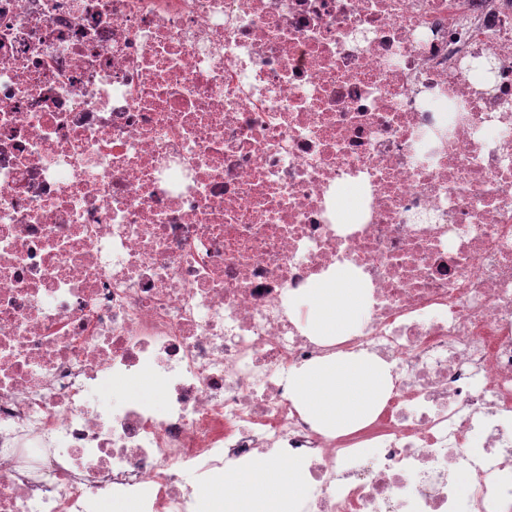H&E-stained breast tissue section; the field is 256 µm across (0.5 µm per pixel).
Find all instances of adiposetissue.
Listing matches in <instances>:
<instances>
[{
	"label": "adipose tissue",
	"mask_w": 512,
	"mask_h": 512,
	"mask_svg": "<svg viewBox=\"0 0 512 512\" xmlns=\"http://www.w3.org/2000/svg\"><path fill=\"white\" fill-rule=\"evenodd\" d=\"M301 305L314 335L340 337L363 320L368 303L365 283L350 265L337 266L309 288ZM291 398L324 432L356 431L378 415L392 390L389 364L364 352L340 354L294 369ZM226 489H203L205 504L218 512H294L304 488L300 467L262 457L224 475Z\"/></svg>",
	"instance_id": "obj_1"
}]
</instances>
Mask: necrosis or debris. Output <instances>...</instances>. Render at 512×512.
Here are the masks:
<instances>
[{
	"label": "necrosis or debris",
	"mask_w": 512,
	"mask_h": 512,
	"mask_svg": "<svg viewBox=\"0 0 512 512\" xmlns=\"http://www.w3.org/2000/svg\"><path fill=\"white\" fill-rule=\"evenodd\" d=\"M360 350L392 395L325 434L289 375ZM268 452L301 512L512 499V0H0V512H197ZM367 286L350 265L336 266L309 288L298 304L308 309L307 321L315 336L340 337L363 320L368 303Z\"/></svg>",
	"instance_id": "necrosis-or-debris-1"
}]
</instances>
